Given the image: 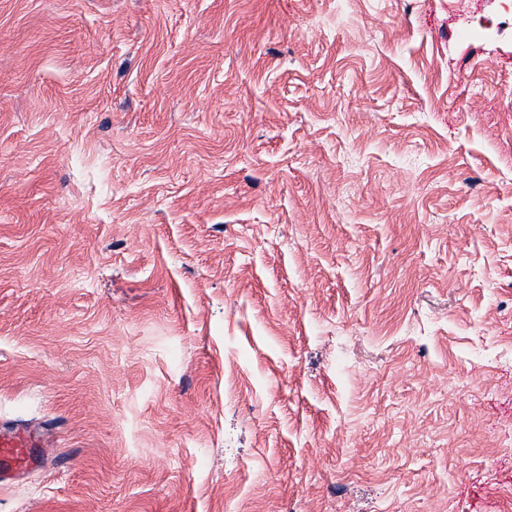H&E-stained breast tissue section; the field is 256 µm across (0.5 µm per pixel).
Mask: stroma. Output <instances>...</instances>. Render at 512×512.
Returning <instances> with one entry per match:
<instances>
[{"label":"stroma","mask_w":512,"mask_h":512,"mask_svg":"<svg viewBox=\"0 0 512 512\" xmlns=\"http://www.w3.org/2000/svg\"><path fill=\"white\" fill-rule=\"evenodd\" d=\"M0 0V512H512V16ZM42 435L31 429L0 432V483L10 480L16 472L39 468Z\"/></svg>","instance_id":"1"}]
</instances>
